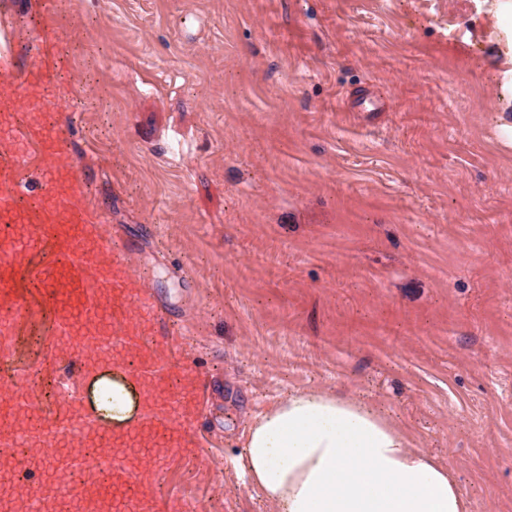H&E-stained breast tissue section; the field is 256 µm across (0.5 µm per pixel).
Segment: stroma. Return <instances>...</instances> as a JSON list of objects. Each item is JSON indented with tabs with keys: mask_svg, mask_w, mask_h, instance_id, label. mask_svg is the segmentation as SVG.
<instances>
[{
	"mask_svg": "<svg viewBox=\"0 0 512 512\" xmlns=\"http://www.w3.org/2000/svg\"><path fill=\"white\" fill-rule=\"evenodd\" d=\"M45 12L41 108L73 114L80 201L155 265L136 312L177 307L166 353L207 383L151 390L173 435L150 464L156 512H275L233 459L253 414L303 390L367 398L448 465L469 512H512V148L474 0H0L17 59ZM364 87L389 110L360 111ZM1 138L44 177L38 136ZM25 252L6 373L76 441L80 402L48 397V348L73 334L40 286L52 247ZM184 396L212 418H181Z\"/></svg>",
	"mask_w": 512,
	"mask_h": 512,
	"instance_id": "1",
	"label": "stroma"
}]
</instances>
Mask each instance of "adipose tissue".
<instances>
[{
    "label": "adipose tissue",
    "mask_w": 512,
    "mask_h": 512,
    "mask_svg": "<svg viewBox=\"0 0 512 512\" xmlns=\"http://www.w3.org/2000/svg\"><path fill=\"white\" fill-rule=\"evenodd\" d=\"M492 18L490 37L507 64L500 83L512 99V0H477ZM112 388L96 404L117 434L143 411L120 372L96 379ZM237 462L276 512H468L448 466L415 448L374 404L319 390L295 391L255 414Z\"/></svg>",
    "instance_id": "ef3b65f1"
}]
</instances>
